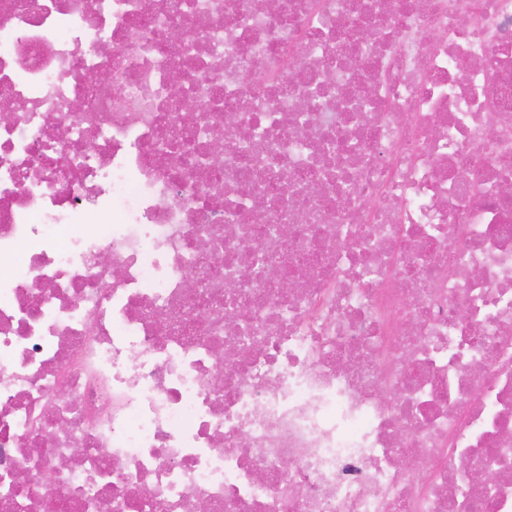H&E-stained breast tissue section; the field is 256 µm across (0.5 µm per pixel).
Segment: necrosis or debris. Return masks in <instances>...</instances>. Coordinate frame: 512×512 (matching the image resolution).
<instances>
[{
    "label": "necrosis or debris",
    "mask_w": 512,
    "mask_h": 512,
    "mask_svg": "<svg viewBox=\"0 0 512 512\" xmlns=\"http://www.w3.org/2000/svg\"><path fill=\"white\" fill-rule=\"evenodd\" d=\"M0 100V512H512V0H0Z\"/></svg>",
    "instance_id": "1"
}]
</instances>
